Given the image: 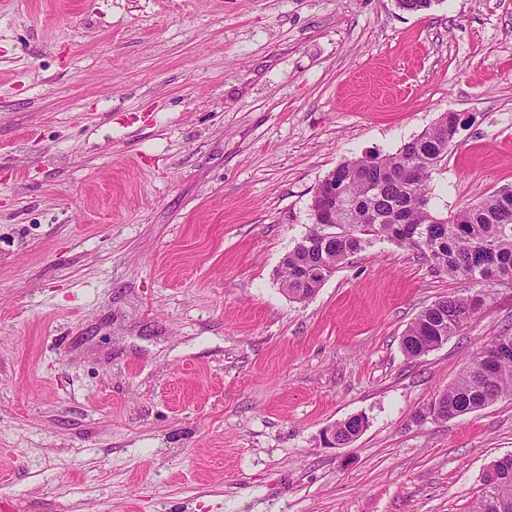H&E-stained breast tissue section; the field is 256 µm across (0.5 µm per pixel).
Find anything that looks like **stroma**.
<instances>
[{"instance_id": "1", "label": "stroma", "mask_w": 512, "mask_h": 512, "mask_svg": "<svg viewBox=\"0 0 512 512\" xmlns=\"http://www.w3.org/2000/svg\"><path fill=\"white\" fill-rule=\"evenodd\" d=\"M448 111L444 216L512 189V0H0V512H469L512 398L427 408L512 286L412 357L472 286L385 239L279 275L330 170ZM361 426L362 424L359 419H352L345 422L342 426H338L336 433L333 432L331 427H327L323 432L324 443L329 446H336V442L340 443L342 440H348L356 435L360 431Z\"/></svg>"}]
</instances>
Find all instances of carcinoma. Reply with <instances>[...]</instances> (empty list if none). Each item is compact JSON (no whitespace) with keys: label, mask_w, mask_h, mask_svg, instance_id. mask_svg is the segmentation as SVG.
Instances as JSON below:
<instances>
[{"label":"carcinoma","mask_w":512,"mask_h":512,"mask_svg":"<svg viewBox=\"0 0 512 512\" xmlns=\"http://www.w3.org/2000/svg\"><path fill=\"white\" fill-rule=\"evenodd\" d=\"M458 113L445 112L437 124L404 143L395 153L369 160H346L329 175L336 181V207L327 214L329 234L312 227L283 258L281 287L304 302L321 287L307 269L325 261L342 265L376 239L417 251L449 277L477 287L469 296H445L423 309L402 338L412 357L430 352L442 336H452L483 305L488 288L512 284V189L471 203L451 217L431 205L432 174L448 157L458 134ZM512 397V333L504 331L481 346L454 383L439 395L448 416L479 411ZM512 505V463L484 492L472 512H501Z\"/></svg>","instance_id":"cac0c4a2"}]
</instances>
